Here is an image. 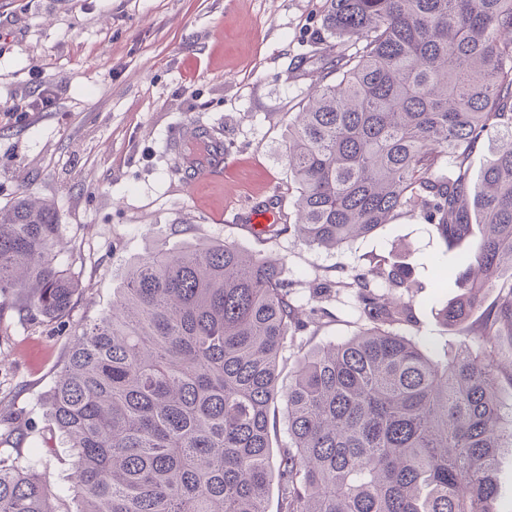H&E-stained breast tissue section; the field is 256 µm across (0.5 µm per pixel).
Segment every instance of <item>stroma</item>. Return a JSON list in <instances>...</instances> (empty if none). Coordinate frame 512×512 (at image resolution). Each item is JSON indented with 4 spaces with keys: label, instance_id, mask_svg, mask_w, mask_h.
Masks as SVG:
<instances>
[{
    "label": "stroma",
    "instance_id": "stroma-1",
    "mask_svg": "<svg viewBox=\"0 0 512 512\" xmlns=\"http://www.w3.org/2000/svg\"><path fill=\"white\" fill-rule=\"evenodd\" d=\"M320 0H0V107L17 95L50 106L0 122V207L20 193L54 202L56 261L78 284L64 323L0 319V455L44 472L60 504L78 503L65 450L46 455L44 398L74 336L107 311L126 266L177 244L230 241L282 258L306 349L358 332L363 318L339 268L384 258L411 267L414 330L435 350L466 331L437 315L455 291L435 275L455 258L434 225L401 215L377 234L337 249L284 236L261 242L235 217L259 203L293 210L288 123L313 87ZM204 127L224 144V164L191 180L170 148Z\"/></svg>",
    "mask_w": 512,
    "mask_h": 512
}]
</instances>
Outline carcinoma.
I'll return each mask as SVG.
<instances>
[{
  "instance_id": "carcinoma-1",
  "label": "carcinoma",
  "mask_w": 512,
  "mask_h": 512,
  "mask_svg": "<svg viewBox=\"0 0 512 512\" xmlns=\"http://www.w3.org/2000/svg\"><path fill=\"white\" fill-rule=\"evenodd\" d=\"M315 89L289 123L293 214L252 231L338 249L400 212L460 261L461 326L501 290L471 341L432 355L401 334L410 288L385 259L349 273L366 328L303 351L282 261L229 242L130 263L111 310L74 337L45 401L68 449L77 512H495L512 452L498 341L512 339V0H322ZM353 42L339 50L335 39ZM496 130L480 182L467 161ZM478 222L471 224L469 206ZM55 206L0 207V316L62 318L77 284L55 262ZM296 349L287 390L282 356ZM288 441L272 454L277 414ZM0 512H69L44 473L0 456Z\"/></svg>"
}]
</instances>
